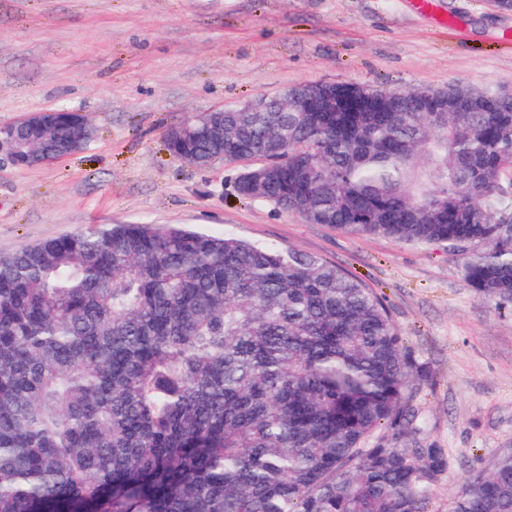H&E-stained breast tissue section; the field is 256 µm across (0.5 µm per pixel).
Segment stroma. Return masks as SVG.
Here are the masks:
<instances>
[{"label": "stroma", "instance_id": "stroma-1", "mask_svg": "<svg viewBox=\"0 0 512 512\" xmlns=\"http://www.w3.org/2000/svg\"><path fill=\"white\" fill-rule=\"evenodd\" d=\"M512 89V12L492 0H0V127L83 112L87 147L39 168L0 158V254L94 224L187 225L329 261L384 297L425 441L448 455L427 512L512 450V311L477 298L440 245L355 237L241 197V163H184L165 131L300 83Z\"/></svg>", "mask_w": 512, "mask_h": 512}]
</instances>
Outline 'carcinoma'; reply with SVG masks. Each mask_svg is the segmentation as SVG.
<instances>
[{
  "label": "carcinoma",
  "instance_id": "carcinoma-1",
  "mask_svg": "<svg viewBox=\"0 0 512 512\" xmlns=\"http://www.w3.org/2000/svg\"><path fill=\"white\" fill-rule=\"evenodd\" d=\"M365 88L355 112L191 115L204 167L261 158L244 198L313 224L462 256L512 307V97ZM383 300L322 259L149 224L96 225L0 256V512H426L445 451L422 443ZM452 512H512V453Z\"/></svg>",
  "mask_w": 512,
  "mask_h": 512
}]
</instances>
